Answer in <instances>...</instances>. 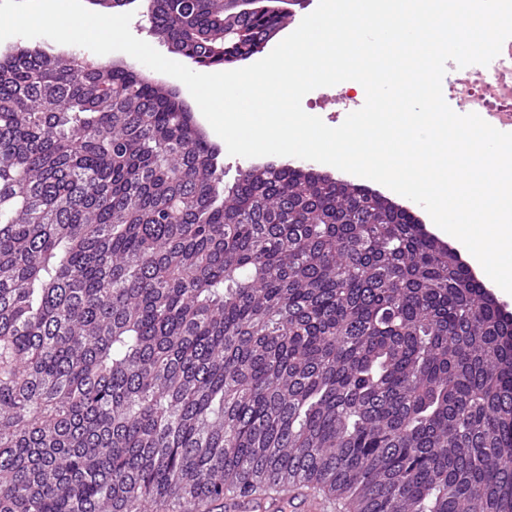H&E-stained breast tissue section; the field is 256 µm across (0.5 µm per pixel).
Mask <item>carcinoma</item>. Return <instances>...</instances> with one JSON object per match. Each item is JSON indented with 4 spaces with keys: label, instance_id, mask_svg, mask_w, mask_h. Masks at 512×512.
I'll use <instances>...</instances> for the list:
<instances>
[{
    "label": "carcinoma",
    "instance_id": "carcinoma-1",
    "mask_svg": "<svg viewBox=\"0 0 512 512\" xmlns=\"http://www.w3.org/2000/svg\"><path fill=\"white\" fill-rule=\"evenodd\" d=\"M147 18L224 69L287 21ZM218 156L131 66L0 57V512H512V315L382 194ZM238 509L242 511L264 512H281L287 509L291 512H325V504L320 499L301 495L293 496L289 494L288 490L279 499H261L258 503L242 500L238 504Z\"/></svg>",
    "mask_w": 512,
    "mask_h": 512
}]
</instances>
